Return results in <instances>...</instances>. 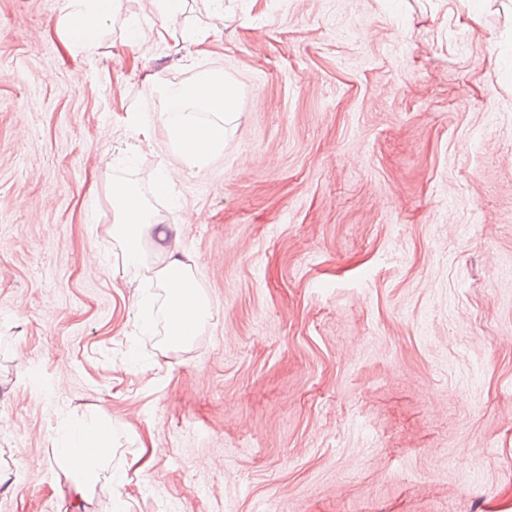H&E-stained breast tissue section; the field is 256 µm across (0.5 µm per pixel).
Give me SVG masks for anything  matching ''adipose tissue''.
<instances>
[{
  "label": "adipose tissue",
  "instance_id": "adipose-tissue-1",
  "mask_svg": "<svg viewBox=\"0 0 512 512\" xmlns=\"http://www.w3.org/2000/svg\"><path fill=\"white\" fill-rule=\"evenodd\" d=\"M111 13L112 0H64L58 27L71 47L90 48ZM235 101L233 88L216 73L192 87L169 89L162 119L178 154L203 158L220 149L224 144V117L234 109ZM202 108L212 113L211 121L201 120L198 111ZM111 195L119 220L109 232L122 246L124 265L146 263L147 254L141 246L144 235L152 233L160 239L164 265L159 282L167 308L168 343L175 347L189 344L210 313L190 267L182 261L178 248L168 244V235L160 225L151 224L144 204L128 183L113 181ZM52 447L62 483L75 499H84L99 487L109 490L121 484L122 472L112 468V434L105 419L59 427Z\"/></svg>",
  "mask_w": 512,
  "mask_h": 512
}]
</instances>
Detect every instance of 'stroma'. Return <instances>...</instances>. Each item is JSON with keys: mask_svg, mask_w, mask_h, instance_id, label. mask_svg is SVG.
Returning <instances> with one entry per match:
<instances>
[{"mask_svg": "<svg viewBox=\"0 0 512 512\" xmlns=\"http://www.w3.org/2000/svg\"><path fill=\"white\" fill-rule=\"evenodd\" d=\"M62 8L0 0V512H111L52 453L92 416L127 512H512V0H114L88 51ZM206 72L237 106L194 165L161 114ZM115 180L209 301L189 345Z\"/></svg>", "mask_w": 512, "mask_h": 512, "instance_id": "stroma-1", "label": "stroma"}]
</instances>
